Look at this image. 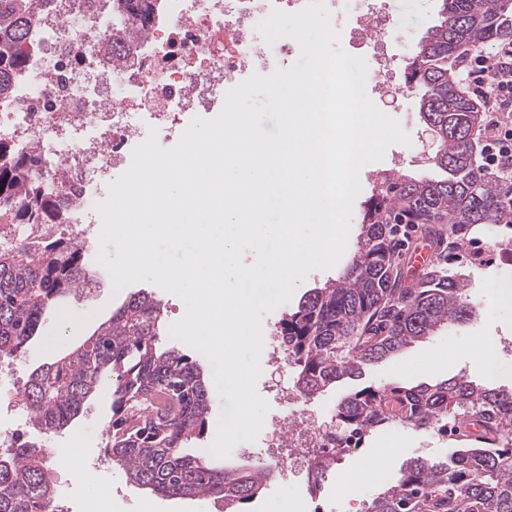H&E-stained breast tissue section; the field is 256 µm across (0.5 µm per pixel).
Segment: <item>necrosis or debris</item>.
Instances as JSON below:
<instances>
[{
    "label": "necrosis or debris",
    "mask_w": 512,
    "mask_h": 512,
    "mask_svg": "<svg viewBox=\"0 0 512 512\" xmlns=\"http://www.w3.org/2000/svg\"><path fill=\"white\" fill-rule=\"evenodd\" d=\"M298 0H146L144 15H126L122 51L112 49L117 25L96 0H51L34 10L33 47L14 94L0 100V138L36 150L47 163L50 187L73 200L67 238L83 242L93 222L91 200L101 185L126 169L147 131L159 144L181 136L186 117L256 66L280 67L286 41L267 43L255 32L259 12ZM357 38L371 48L372 72L390 61L377 46L391 28L380 10L357 12ZM274 430L289 429L297 449H275L271 460L293 472L331 434L312 427L307 409L293 419L272 416Z\"/></svg>",
    "instance_id": "necrosis-or-debris-1"
}]
</instances>
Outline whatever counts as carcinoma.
Wrapping results in <instances>:
<instances>
[{
    "label": "carcinoma",
    "instance_id": "cac0c4a2",
    "mask_svg": "<svg viewBox=\"0 0 512 512\" xmlns=\"http://www.w3.org/2000/svg\"><path fill=\"white\" fill-rule=\"evenodd\" d=\"M37 0L0 7V98L14 93L26 65ZM438 24L406 63L421 92L419 114L437 128L433 164L446 177L388 172L362 209L363 232L344 271L313 289L280 322L294 368V391L311 397L363 366L396 355L444 324L466 320L465 280L435 266L402 285L389 238L393 224H447L437 244L452 253L474 228L512 240V188L472 159L479 105L460 92L454 70L464 48L512 41V0H436ZM44 162L0 141V361L16 358L57 300L91 281L80 245L56 236L14 237V224H67L70 212L41 180ZM162 304L141 291L103 322L75 352L29 374L33 428L64 432L87 399L112 376V418L104 454L127 480L162 498L214 499L225 512H247L271 470L216 469L184 452L202 436L209 390L196 364L160 350ZM339 433L393 424L430 430L453 419L463 446L445 460L415 458L368 504L366 512H512V392L454 376L436 385L363 387L336 404ZM343 448L313 466L319 482ZM49 462L39 441L0 448V512H55Z\"/></svg>",
    "mask_w": 512,
    "mask_h": 512
}]
</instances>
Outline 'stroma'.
Masks as SVG:
<instances>
[{
  "instance_id": "1",
  "label": "stroma",
  "mask_w": 512,
  "mask_h": 512,
  "mask_svg": "<svg viewBox=\"0 0 512 512\" xmlns=\"http://www.w3.org/2000/svg\"><path fill=\"white\" fill-rule=\"evenodd\" d=\"M371 1L389 16L397 33L396 38L384 41V51L392 61V73L387 85L395 90L396 96L392 99L382 96L377 80L371 78L366 81V93L380 111L399 122L409 135L410 142L406 145H390L381 159L366 164L360 180L361 190L353 203V211L357 214L361 213L374 180L385 171L396 170L415 178L439 179L443 176L442 171L434 167L431 156L423 152L420 137L426 126L418 112V93L405 83V62L429 30L437 24V9L433 6L421 8L418 0H347L346 4L330 13L329 22L336 35L337 47L349 55L365 59L371 56L370 49L353 39L347 21L348 15L366 7ZM360 232V223L350 224L345 246L334 265L311 271L295 288L289 302L265 315L264 336L275 333L285 314L294 311L311 289L323 287L329 279L336 277L348 262ZM99 233V228H92L85 243V257L93 276L90 288L75 296L61 297L41 325L37 336L9 367L0 369V378L26 382L29 372L37 366L53 362L76 350L113 311L139 290L152 292L162 301L164 324H172L184 316L186 306L183 300L151 282H135L121 290H114L109 273L96 261L98 250L102 248L98 242ZM450 269L466 278L471 317L414 342L390 359L366 366L362 376L357 379L344 381L308 398L307 406L312 411L314 425L321 426L329 422L337 402L348 392L369 385L377 388H409L421 384L434 385L450 376L462 375L481 385L512 389V373L488 378L480 359L458 352L459 345L470 340L512 338V311L498 313L494 310L500 289H512V250L493 233L476 230L471 233L469 242L463 243L458 249L457 259L451 263ZM66 312L82 317V328L62 339L55 348L43 350L45 337L58 334L61 316ZM428 356L453 357L454 365L449 369L425 367L424 359ZM261 369L256 390L267 402L269 415L292 416L294 405L282 403L277 394L291 388L293 371H277L266 362L262 363ZM111 391V384H104L99 393L88 400L80 416L67 431L41 439L42 444L56 450L69 447L76 441L83 450V479H71L64 466L56 468L58 480L66 488L70 512H99L98 490L102 487L108 488L110 492V512H221V504L210 499H165L132 486L120 467L105 461L104 448L111 418ZM272 433L271 425H263L256 441L238 443L229 457L210 456L208 462L219 468H252L265 461L269 455ZM453 446L445 429L439 427L425 431L408 425H394L376 430L367 433L354 448L339 456L321 481H313L311 471L306 466L293 473L275 472L252 504L251 512H277L286 502L295 508L306 505L308 512H365L369 499L398 477L407 460L417 457L444 459ZM361 454H387L391 460L385 473L379 478L361 483L357 494H340L339 476L350 470Z\"/></svg>"
}]
</instances>
